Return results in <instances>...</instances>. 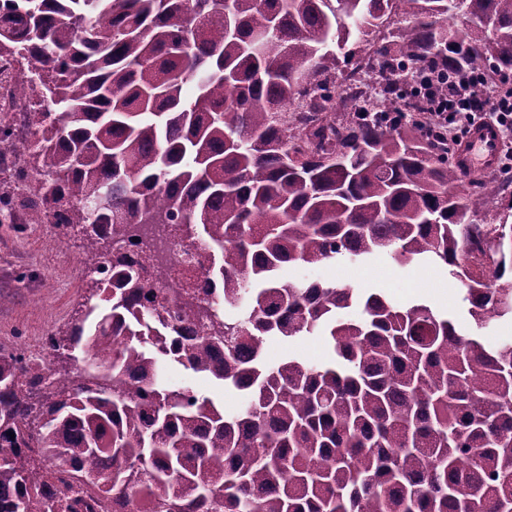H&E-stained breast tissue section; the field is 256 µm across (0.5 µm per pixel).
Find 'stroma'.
Listing matches in <instances>:
<instances>
[{
  "label": "stroma",
  "mask_w": 512,
  "mask_h": 512,
  "mask_svg": "<svg viewBox=\"0 0 512 512\" xmlns=\"http://www.w3.org/2000/svg\"><path fill=\"white\" fill-rule=\"evenodd\" d=\"M83 244L74 234L60 237L55 225L26 223L21 209L8 217L0 215V349L26 355L42 349L49 334H65L86 300L80 263ZM291 275L303 282L334 281L363 293H380L399 305L421 302L452 319L461 333L477 332L462 301L460 283L433 264L400 266L387 254L377 253L363 262L336 259L296 268ZM443 288L448 291L444 299L439 296ZM265 355L272 362L298 358L321 364L330 352L324 337L306 336L270 340ZM166 378L221 401L229 413L247 400L246 393L224 389L178 365L168 368Z\"/></svg>",
  "instance_id": "1"
}]
</instances>
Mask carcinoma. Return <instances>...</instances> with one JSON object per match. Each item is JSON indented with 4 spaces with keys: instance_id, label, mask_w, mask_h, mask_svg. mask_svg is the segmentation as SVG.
Instances as JSON below:
<instances>
[{
    "instance_id": "cac0c4a2",
    "label": "carcinoma",
    "mask_w": 512,
    "mask_h": 512,
    "mask_svg": "<svg viewBox=\"0 0 512 512\" xmlns=\"http://www.w3.org/2000/svg\"><path fill=\"white\" fill-rule=\"evenodd\" d=\"M0 56L33 66L19 103L39 96L26 221L81 227L107 302L51 336L44 372L0 352V512H512V342L283 276L386 252L446 269L477 327L512 316V224L473 221L512 199L460 192L394 83L512 71V0H0ZM167 224L209 247L216 302L173 286V307L146 290L152 254L100 245ZM193 320L207 335L180 340ZM313 335L323 365L264 357ZM171 364L245 406L168 384Z\"/></svg>"
}]
</instances>
